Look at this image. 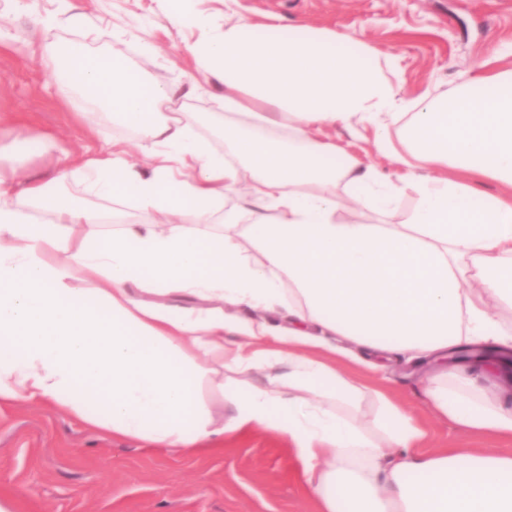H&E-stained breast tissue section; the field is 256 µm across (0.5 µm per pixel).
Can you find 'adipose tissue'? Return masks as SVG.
Segmentation results:
<instances>
[{
	"instance_id": "1",
	"label": "adipose tissue",
	"mask_w": 512,
	"mask_h": 512,
	"mask_svg": "<svg viewBox=\"0 0 512 512\" xmlns=\"http://www.w3.org/2000/svg\"><path fill=\"white\" fill-rule=\"evenodd\" d=\"M170 17L204 31L189 52L242 118L225 122L220 155L182 114L163 115L171 91L122 57L52 55L60 91L79 88L105 119L148 141L146 169L116 151L71 174L101 199H130L168 221L121 225L106 243L103 214L64 194L46 198L43 182L19 198L0 189V404L51 401L90 428L162 448L250 427L287 436L319 512H512V452L424 449L425 424L350 375L323 340L432 359L424 407L462 432L512 439V393L490 399L482 386L497 368L446 363L464 346L512 349L500 317L512 312V70L477 74L447 102L418 103L399 148L387 125L397 91L378 51L312 25L238 21L213 34L188 0H171ZM283 122L287 138H273ZM355 122L403 168L401 188L356 157L330 164L338 147L320 138L322 126ZM244 177L252 206L225 208ZM346 181L378 213L397 211L407 193L416 205L403 224L343 223L336 189ZM488 182L497 193L483 191ZM44 204L52 219L29 222L23 206ZM216 214L221 228L202 229ZM132 281L195 304L146 303ZM283 296L284 329L262 317ZM228 305L253 319L226 320ZM257 371L264 383L252 382ZM206 380L232 410L223 425L198 399ZM367 401L368 426L358 420Z\"/></svg>"
}]
</instances>
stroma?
Masks as SVG:
<instances>
[{
  "label": "stroma",
  "mask_w": 512,
  "mask_h": 512,
  "mask_svg": "<svg viewBox=\"0 0 512 512\" xmlns=\"http://www.w3.org/2000/svg\"><path fill=\"white\" fill-rule=\"evenodd\" d=\"M238 19L288 27L306 23L348 35L388 55L402 105L442 101L475 72L512 69V0H237ZM201 31L173 23L168 0H0V185L19 192L46 181L47 196L88 209L113 208L120 224H163L132 201L109 204L69 179L48 183L74 155L123 151L146 164L145 137L119 122L76 113L43 58L64 45L116 54L153 84L173 90L169 111L224 152V87L195 68L188 48ZM322 132L390 182L400 171L378 154L371 129ZM382 385L426 421L429 448H512V441L463 435L428 416L418 393L431 369L400 354H371ZM0 501L11 512H317L287 437L261 429L182 452L130 443L89 428L54 403L0 406Z\"/></svg>",
  "instance_id": "35a3bbf8"
}]
</instances>
